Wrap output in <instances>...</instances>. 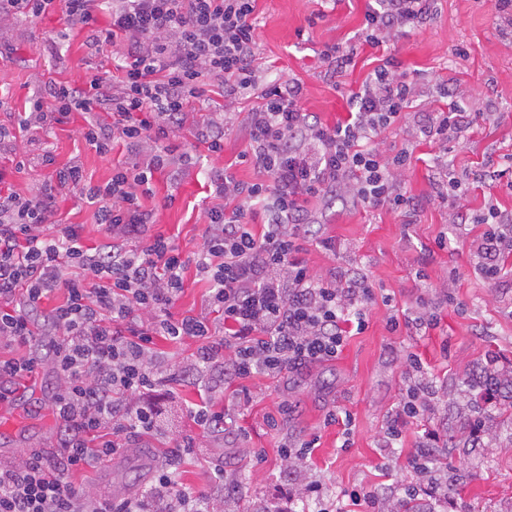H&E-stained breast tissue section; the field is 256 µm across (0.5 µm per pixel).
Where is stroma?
Masks as SVG:
<instances>
[{
    "label": "stroma",
    "instance_id": "1",
    "mask_svg": "<svg viewBox=\"0 0 512 512\" xmlns=\"http://www.w3.org/2000/svg\"><path fill=\"white\" fill-rule=\"evenodd\" d=\"M367 5L368 0H258L254 66L260 82L299 80L304 111L332 125L345 118L349 93L392 56L414 83L405 110L408 124H417L424 113L445 110L454 98L478 119L463 139L424 140L416 146L403 174V186L417 202L415 211L402 216L350 202H315L322 231L335 239L336 250L325 251L318 239L304 238L302 256L312 272L323 277L353 270L370 273L391 301L371 307L367 328L349 339L336 360L275 378L257 375L213 393L214 410L224 412L230 423L186 457L179 480L183 487L205 493L219 512H269L293 484L309 482L321 483L325 501L343 512H365L348 497L361 485L398 500L414 478L408 459L423 425L406 426L397 448L385 447L382 435L407 387L406 357L412 353L420 355L426 379L436 390L429 419L447 442L436 480L451 485L447 496L423 502V512H512V422L499 418L497 406H489L494 421L488 427L493 438L488 447L475 444L461 427L462 396L471 382L482 381L491 365L500 379L512 377V259L506 261L501 286L489 287L475 259L483 225L450 223L448 205L432 189L433 177L447 170L478 182L467 202L471 210L494 200L512 211V188L500 173L503 156L512 154V35L505 33L492 0H433L431 21L418 32L399 33L386 53L361 39ZM88 35L80 26L67 25L54 8L37 20L19 17L0 26V44L13 51L12 59L0 58V124L16 123L31 98L51 85L87 72L116 73L111 50L91 55ZM334 44L357 49L352 63L335 74L319 62L320 53ZM257 104L251 97L232 105L223 154L179 166L176 177L157 176L154 197L143 201L156 216L149 235L168 237L185 253L198 250L205 211L213 204L207 188L210 173L223 169L245 183L258 180L242 160L249 144L246 115ZM83 123L76 114L69 123L33 126L18 134L15 143L0 148V170L7 181L31 190L53 170L76 162L88 178L102 184L113 167L135 162V154L123 145L110 157H100L77 136ZM49 155L54 158L50 166L45 163ZM169 194L175 201L167 207L163 199ZM94 212L70 194L60 198L54 220L82 225L86 245L96 246L102 237ZM440 237L447 239L446 249L436 246ZM185 282L172 316L217 321L208 304V284L192 269ZM429 312L439 324L427 332L405 326L393 332L387 326L389 316L404 319ZM197 347L190 338L157 340L167 367V380L156 396L161 431L134 437L129 448L73 473L74 486L117 499L134 495L166 466L167 448L196 433L187 409L201 400V385L188 373ZM12 387L27 411L0 412V462L21 461L34 450L58 453L60 432L52 412L55 374L42 367ZM281 403L290 411L280 416L278 429H270L266 416ZM332 410L353 419L349 447L341 445V425L324 423ZM291 438L317 441L311 458L293 473L279 452ZM217 465L237 481L236 490L213 483Z\"/></svg>",
    "mask_w": 512,
    "mask_h": 512
}]
</instances>
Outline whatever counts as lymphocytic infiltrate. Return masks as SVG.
I'll use <instances>...</instances> for the list:
<instances>
[{
    "label": "lymphocytic infiltrate",
    "mask_w": 512,
    "mask_h": 512,
    "mask_svg": "<svg viewBox=\"0 0 512 512\" xmlns=\"http://www.w3.org/2000/svg\"><path fill=\"white\" fill-rule=\"evenodd\" d=\"M256 3L0 0V25L20 15L34 21L57 6L67 22L92 28L91 50L111 45L123 59L119 79L95 74L54 86L51 108L34 100L19 128L62 123L82 112L88 120L76 133L99 156H109L121 142L143 157L114 168L103 184L92 183L73 163L34 193L0 187V342L24 345L38 333L49 338L45 358L0 360V409L15 402L12 379L49 365L58 380L52 407L62 446L53 456L36 450L21 463H0V512H214L206 495L188 492L176 476L186 452L200 447L199 436H185L170 465L134 498L85 495L70 475L127 447L131 436L156 431L152 397L165 381L157 339L199 340L192 369L218 385L336 359L349 337L365 329L376 291L360 271L337 278L310 271L300 240L316 233L311 199L340 196L398 214L414 210V198L401 185L414 141H445L469 129V115L457 105L426 113L419 127L405 126L412 85L389 59L351 94L344 120L321 122L300 107L299 80L259 83L253 66ZM103 9L110 15L105 29L98 26ZM430 15V0H375L365 14V40L384 46L397 32L426 26ZM211 86L227 96L258 99L246 117L245 157L260 178L245 184L223 171L211 173L215 204L205 212L203 243L186 254L164 236H148L154 213L142 200L173 159L223 152L220 113L199 124L187 109ZM97 106L108 123L91 119ZM189 123L196 144L182 152L172 135ZM398 124L407 144L382 159L378 138ZM433 189L451 201L453 223L484 225L476 256L487 283L498 286L502 263L512 257V212L493 203L470 211L465 182L449 172L434 180ZM74 190L94 206L104 245H85L78 224L46 234L58 197ZM142 237L143 248H129V241ZM191 266L210 284L208 301L222 315L223 332L205 318L176 319L170 312ZM68 268L74 276H65ZM59 290L65 302L44 311V299ZM431 397L426 383L408 387L387 423V446L398 444L404 428L425 415ZM441 445L438 430L426 428L409 459L418 480L405 486L404 501L427 494L423 480L435 470Z\"/></svg>",
    "instance_id": "obj_1"
}]
</instances>
